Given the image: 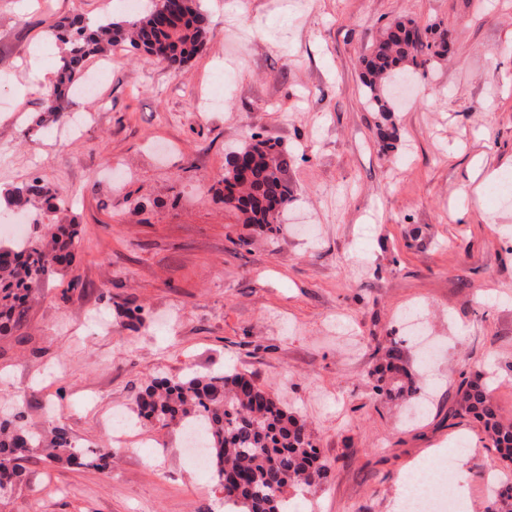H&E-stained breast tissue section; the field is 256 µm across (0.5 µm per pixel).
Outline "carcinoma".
Wrapping results in <instances>:
<instances>
[{"label": "carcinoma", "mask_w": 512, "mask_h": 512, "mask_svg": "<svg viewBox=\"0 0 512 512\" xmlns=\"http://www.w3.org/2000/svg\"><path fill=\"white\" fill-rule=\"evenodd\" d=\"M152 0L151 8L132 22L109 21L95 26L81 18L53 22L48 32L60 45L54 82L45 88L39 122L64 117L63 102L82 77L84 63L114 44L127 43L177 70L207 45L211 20L199 0ZM448 37L431 26L396 20L384 28L360 60V81L366 104L384 120L394 111L387 82L405 79L414 70L440 59ZM238 154L241 168L227 161L224 204L238 212L243 224L269 236L282 231V214L294 200L287 178L288 153L268 139L245 143ZM56 198L37 178L10 192L9 205L27 209L40 201L48 209ZM80 240L75 224H49L43 234L0 248V334L21 327L32 301V290L67 262ZM381 400L410 402L423 399V387L406 365L401 343L391 341L382 362L370 373ZM139 415L162 428L199 425L208 462L223 485L225 512H286L288 488L309 486L325 478L326 466L307 432L305 422L288 412L272 391L246 375L229 370L222 375H188L178 381L148 385L137 401ZM458 416L477 420L500 459L512 464V419L501 412L488 380L464 377L458 389ZM32 448L49 457L67 455L82 467L103 470L112 459V446L83 450L74 446L60 424L51 435L29 434L9 420H0V494L22 475L19 461ZM491 512H512V487L492 494Z\"/></svg>", "instance_id": "cac0c4a2"}]
</instances>
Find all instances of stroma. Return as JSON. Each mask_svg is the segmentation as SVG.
I'll return each instance as SVG.
<instances>
[{
    "label": "stroma",
    "instance_id": "35a3bbf8",
    "mask_svg": "<svg viewBox=\"0 0 512 512\" xmlns=\"http://www.w3.org/2000/svg\"><path fill=\"white\" fill-rule=\"evenodd\" d=\"M206 49L171 71L118 45L88 60L98 101L72 96L82 132L37 126L34 61L55 68L46 30L73 15L118 20L134 0H0V190L37 178L60 210L0 202V243L31 217L74 224L69 263L36 286L20 329L0 335V416L94 448L122 409L131 425L108 471L37 452L0 512H224L211 471L179 427L137 419L157 379L234 369L304 420L328 469L290 489L310 512H393L403 476L446 459L458 512H488L504 465L480 425L454 414L460 372L489 377L512 417V202L474 187L512 175V0H203ZM400 18L448 34V53L397 100L383 150L358 60ZM222 85L199 116L196 100ZM292 155L294 201L275 238L224 204L232 147L251 133ZM440 345L421 383L426 416L383 402L369 376L402 318Z\"/></svg>",
    "mask_w": 512,
    "mask_h": 512
}]
</instances>
